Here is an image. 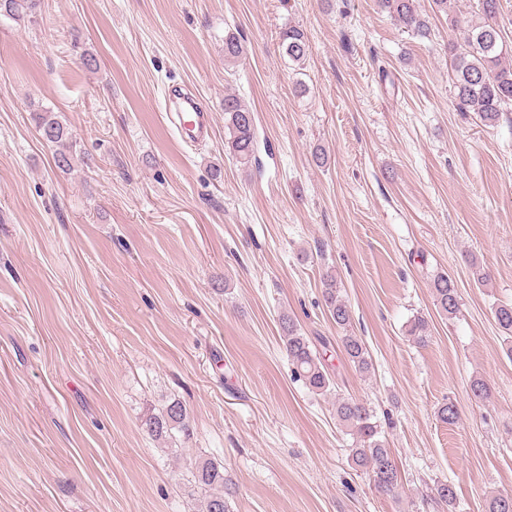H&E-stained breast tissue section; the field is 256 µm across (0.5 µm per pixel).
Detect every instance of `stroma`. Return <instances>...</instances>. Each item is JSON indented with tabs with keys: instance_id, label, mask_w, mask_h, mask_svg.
I'll return each instance as SVG.
<instances>
[{
	"instance_id": "stroma-1",
	"label": "stroma",
	"mask_w": 512,
	"mask_h": 512,
	"mask_svg": "<svg viewBox=\"0 0 512 512\" xmlns=\"http://www.w3.org/2000/svg\"><path fill=\"white\" fill-rule=\"evenodd\" d=\"M418 4L433 40L376 0H40L0 17V512H200L202 458L235 482L231 512H432L422 495L446 481L452 512L512 494V357L492 314L512 303V112L458 111L448 17ZM289 23L309 41L300 67L279 46ZM175 86L211 114L207 141L181 139ZM228 92L256 115L262 172L224 149ZM34 101L70 124L72 171ZM328 272L369 373L342 353ZM284 314L328 339L337 396L391 418L397 498L352 467L336 397L294 381ZM172 398L194 428L176 450L144 425ZM434 305L438 311L450 318L459 312L458 292L453 279L445 273H437L432 281Z\"/></svg>"
}]
</instances>
